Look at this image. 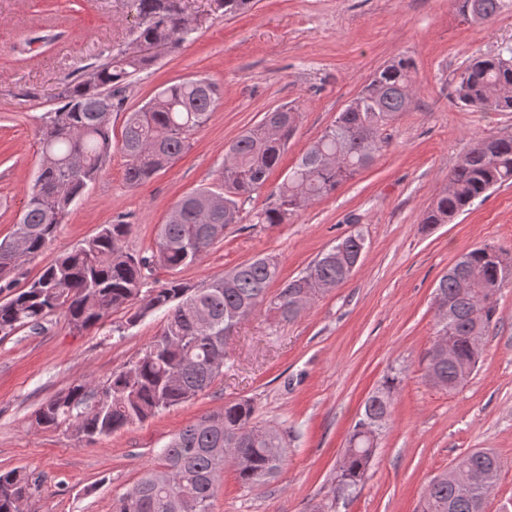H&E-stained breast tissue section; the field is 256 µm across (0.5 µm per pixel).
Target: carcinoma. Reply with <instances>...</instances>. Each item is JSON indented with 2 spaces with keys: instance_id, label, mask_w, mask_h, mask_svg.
Returning <instances> with one entry per match:
<instances>
[{
  "instance_id": "1",
  "label": "carcinoma",
  "mask_w": 512,
  "mask_h": 512,
  "mask_svg": "<svg viewBox=\"0 0 512 512\" xmlns=\"http://www.w3.org/2000/svg\"><path fill=\"white\" fill-rule=\"evenodd\" d=\"M512 0H458L470 18L493 20ZM134 12L133 41L180 49L192 40L196 26L181 0H129ZM215 10L235 15L251 0H214ZM153 62L135 51L112 52L78 78L58 87L60 106L49 113L40 131L41 158L32 191L13 234L0 240V335L29 328L40 330L46 319L62 313L77 330L99 324L113 311L132 308L129 321L162 311V332L133 361L100 385L81 381L45 400L35 412L44 427L75 426L94 440L109 436L208 390L224 370L214 367V339L226 336L240 321L268 305L281 321L292 322L308 301L344 284L363 257L361 232L351 233L324 250L300 276L282 283L274 255L239 264L200 287L170 280L147 287L157 266L177 269L195 263L224 237V228L244 220L243 204L263 187L294 136L300 119L295 107H281L280 118L261 122L234 139L220 182L184 196L166 223L159 226L150 256L125 251L131 225L105 224L92 239L59 255L41 274L17 286L10 274L23 258L35 256L55 237L62 217L87 185L103 171L114 150L126 158L125 179L132 187L148 183L190 148V132L202 127L215 111L218 86L206 78L176 82L160 89L144 105L126 112L121 137L112 139V112L117 93L129 79ZM417 73L406 57L378 69L370 82L336 120L304 150L277 186L273 205L252 214L257 224H283L309 202L368 167L387 147L386 127L416 106ZM458 104L484 112H512V46L471 58L454 89ZM512 183V136H478L471 140L448 187L422 218L431 228L449 224L490 190ZM505 258L483 245L460 254L435 287L436 336L451 341L453 354L432 342L424 355L429 383L452 390L477 368L482 347L469 343L473 332L486 335L497 315L503 288ZM396 382L386 379L364 402L346 439L336 476L334 500L349 497L365 478L376 447L369 435L383 432L392 417ZM288 433L263 427L247 399L230 401L180 430L163 448L161 463L147 470L113 512H172L169 502L181 500L180 512H212L219 474L232 468L240 483L258 487L275 479L286 463ZM237 439L235 453L225 455V439ZM500 461L487 448L475 449L429 482L421 512H482L480 503L491 484H466L477 473L498 480ZM39 480L19 468L0 470V512H18L17 499L31 498Z\"/></svg>"
}]
</instances>
